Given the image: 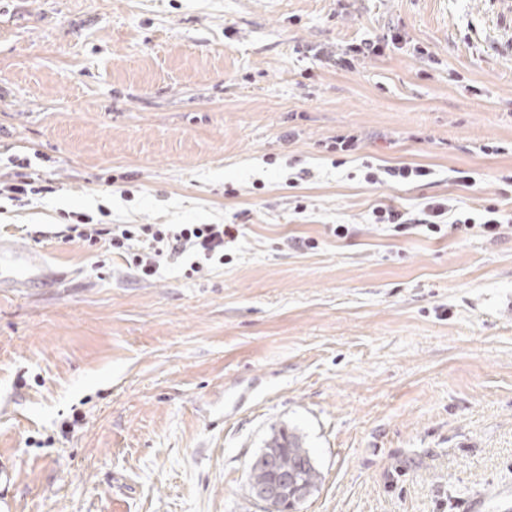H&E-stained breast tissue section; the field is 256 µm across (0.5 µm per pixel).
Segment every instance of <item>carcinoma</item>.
Masks as SVG:
<instances>
[{"instance_id":"1","label":"carcinoma","mask_w":512,"mask_h":512,"mask_svg":"<svg viewBox=\"0 0 512 512\" xmlns=\"http://www.w3.org/2000/svg\"><path fill=\"white\" fill-rule=\"evenodd\" d=\"M264 452L273 453L275 469L253 463L249 468L248 487L274 479L275 471L293 472L298 484L309 490L316 487L320 473L302 437L295 431L282 428L266 443Z\"/></svg>"}]
</instances>
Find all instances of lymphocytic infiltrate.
<instances>
[{"instance_id":"lymphocytic-infiltrate-1","label":"lymphocytic infiltrate","mask_w":512,"mask_h":512,"mask_svg":"<svg viewBox=\"0 0 512 512\" xmlns=\"http://www.w3.org/2000/svg\"><path fill=\"white\" fill-rule=\"evenodd\" d=\"M65 219L68 240L121 256L127 267L144 280L154 278L162 266L177 263L186 255L191 258L186 278L198 276L205 262H223L226 245L240 235L234 224H108L77 212L66 214ZM371 219L398 234L419 226L433 234L445 228L461 233L477 228L484 236L498 238L512 227V214H503L497 205L486 206L476 219L444 199L428 203L417 218L379 206L373 209Z\"/></svg>"}]
</instances>
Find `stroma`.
<instances>
[{"instance_id": "1", "label": "stroma", "mask_w": 512, "mask_h": 512, "mask_svg": "<svg viewBox=\"0 0 512 512\" xmlns=\"http://www.w3.org/2000/svg\"><path fill=\"white\" fill-rule=\"evenodd\" d=\"M495 9L0 0V154L35 157L55 188L0 214V241L42 257L0 288V512H262L248 466L282 427L320 473L297 512H496L512 493V235L370 221L444 198L512 212ZM392 27L399 46L336 68ZM345 133L360 142L339 167L327 145ZM365 160L431 175L372 184ZM103 208L241 235L201 277L142 282L56 236L61 211Z\"/></svg>"}]
</instances>
